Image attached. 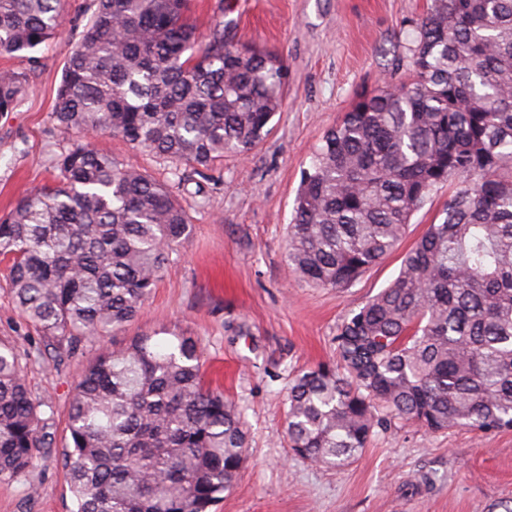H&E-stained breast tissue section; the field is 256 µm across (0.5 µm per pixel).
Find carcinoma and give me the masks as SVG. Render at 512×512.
Listing matches in <instances>:
<instances>
[{"mask_svg": "<svg viewBox=\"0 0 512 512\" xmlns=\"http://www.w3.org/2000/svg\"><path fill=\"white\" fill-rule=\"evenodd\" d=\"M53 119L76 140L56 182L0 217V257L22 314L74 354L133 321L191 232L161 183L86 140L119 136L202 176L247 156L282 108L286 66L238 44L234 20L201 37L189 0H94ZM61 0H0V56L35 60ZM408 75L355 94L301 175L288 261L316 288H349L412 215L457 190L396 278L337 329V363L288 391L290 448L327 468L368 447L383 413L431 432L512 431V0H432ZM32 91L0 71V112ZM197 339L161 327L85 367L67 416L76 512H209L244 461L240 412L205 387ZM48 432L13 347L0 341V480L34 464Z\"/></svg>", "mask_w": 512, "mask_h": 512, "instance_id": "carcinoma-1", "label": "carcinoma"}]
</instances>
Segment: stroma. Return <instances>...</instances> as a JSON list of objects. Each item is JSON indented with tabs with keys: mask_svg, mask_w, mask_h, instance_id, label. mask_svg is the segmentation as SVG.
<instances>
[{
	"mask_svg": "<svg viewBox=\"0 0 512 512\" xmlns=\"http://www.w3.org/2000/svg\"><path fill=\"white\" fill-rule=\"evenodd\" d=\"M225 3L239 44L284 59L282 111L252 153L225 157L207 171L206 206L182 195L192 232L138 317L73 356H57L13 302L8 263L0 260V339L21 355L49 433L33 467L0 481V512H72L62 450L80 374L99 347L116 349L162 326L198 339L205 386L236 405L247 431L246 460L211 512H490L512 500V431L431 433L390 417L369 446L338 469L296 455L284 436L294 375L335 363L338 326L397 276L404 255L452 193L448 187L433 193L398 247L349 288L313 287L288 263L293 201L314 146L358 88L406 76L414 25L431 0H191L200 33L220 18ZM62 11L66 31L37 49V64L0 57V70L29 72L33 85L14 111L0 113V215L56 179L54 159L73 140L52 112L92 0H62ZM92 145L159 181L173 178L171 164L121 138L99 135Z\"/></svg>",
	"mask_w": 512,
	"mask_h": 512,
	"instance_id": "1",
	"label": "stroma"
}]
</instances>
